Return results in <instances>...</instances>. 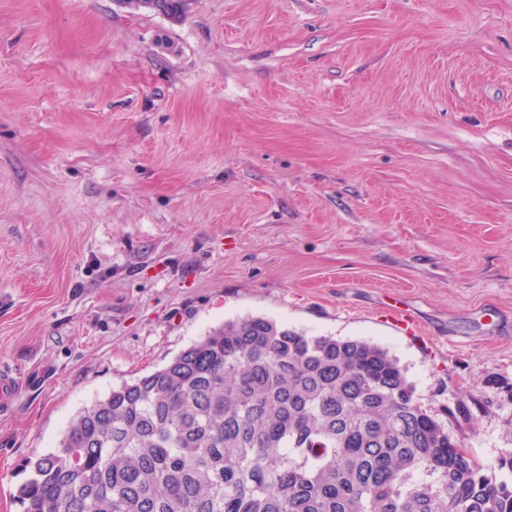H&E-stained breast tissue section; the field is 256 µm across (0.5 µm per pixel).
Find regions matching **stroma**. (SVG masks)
Wrapping results in <instances>:
<instances>
[{"instance_id": "35a3bbf8", "label": "stroma", "mask_w": 512, "mask_h": 512, "mask_svg": "<svg viewBox=\"0 0 512 512\" xmlns=\"http://www.w3.org/2000/svg\"><path fill=\"white\" fill-rule=\"evenodd\" d=\"M247 316L384 348L512 485V0H0V512ZM118 6L133 10L145 9L172 21L183 20L187 0H115Z\"/></svg>"}]
</instances>
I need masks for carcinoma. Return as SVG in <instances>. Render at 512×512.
I'll use <instances>...</instances> for the list:
<instances>
[{"label":"carcinoma","instance_id":"cac0c4a2","mask_svg":"<svg viewBox=\"0 0 512 512\" xmlns=\"http://www.w3.org/2000/svg\"><path fill=\"white\" fill-rule=\"evenodd\" d=\"M172 21L186 0H116ZM23 512H512L398 360L264 317L224 324L72 420Z\"/></svg>","mask_w":512,"mask_h":512}]
</instances>
